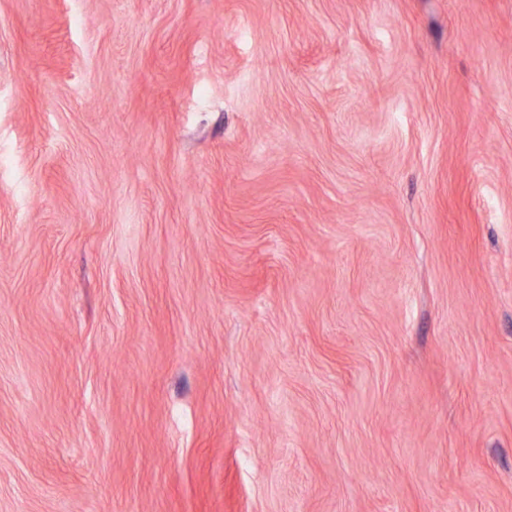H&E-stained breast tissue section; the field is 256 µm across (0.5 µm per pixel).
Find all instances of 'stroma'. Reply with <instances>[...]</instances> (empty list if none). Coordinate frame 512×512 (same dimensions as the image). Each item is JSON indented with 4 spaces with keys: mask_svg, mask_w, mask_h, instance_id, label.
I'll return each instance as SVG.
<instances>
[{
    "mask_svg": "<svg viewBox=\"0 0 512 512\" xmlns=\"http://www.w3.org/2000/svg\"><path fill=\"white\" fill-rule=\"evenodd\" d=\"M0 512H512V0H0Z\"/></svg>",
    "mask_w": 512,
    "mask_h": 512,
    "instance_id": "obj_1",
    "label": "stroma"
}]
</instances>
